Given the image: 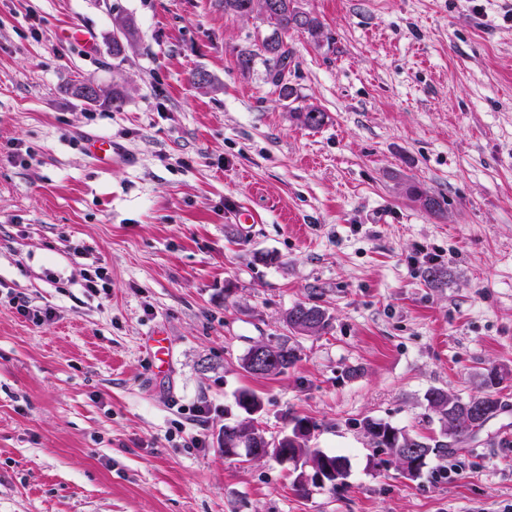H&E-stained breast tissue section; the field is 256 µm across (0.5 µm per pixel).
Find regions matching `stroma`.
<instances>
[{"label": "stroma", "mask_w": 512, "mask_h": 512, "mask_svg": "<svg viewBox=\"0 0 512 512\" xmlns=\"http://www.w3.org/2000/svg\"><path fill=\"white\" fill-rule=\"evenodd\" d=\"M299 4L323 34L289 32L286 100L264 56L238 68L269 29L224 0H0V512H512V0ZM75 21L91 50L60 41ZM80 79L120 102L77 99ZM85 133L122 155L91 161ZM298 303L328 327L283 373L244 372ZM493 368L506 408L480 433L420 477L378 467L364 418L438 432L427 390L466 399ZM241 388L267 439L315 422L346 486L304 496L291 463L225 457Z\"/></svg>", "instance_id": "1"}]
</instances>
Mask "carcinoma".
I'll return each mask as SVG.
<instances>
[{
	"label": "carcinoma",
	"mask_w": 512,
	"mask_h": 512,
	"mask_svg": "<svg viewBox=\"0 0 512 512\" xmlns=\"http://www.w3.org/2000/svg\"><path fill=\"white\" fill-rule=\"evenodd\" d=\"M271 0H224V11L241 15L258 14L272 29L270 36L265 38L261 45V51L267 55L269 82L279 88V94L288 99L293 95V89L288 85V60L291 51L285 35L288 31H302L313 36L321 35V22L312 14H306L305 18H298L294 10L288 8L284 0H277L279 7L268 10ZM118 34L112 40V54L120 56L124 49V41L131 35V27L123 19H115ZM295 117L303 125L316 127L325 119V113L308 108L295 113ZM278 363L269 375H277L298 360V350L289 342L288 337L274 345ZM499 384L497 372L491 371L485 378V386L489 392L469 397L463 401L454 398L438 388H431L425 393L427 406L434 411L440 423V436L423 438L411 436L404 430L393 426L381 419L365 418L362 428L369 437L374 450L384 449L389 458L380 460L384 465L395 464L402 472L409 466L416 465L415 476H420L429 464L430 459L445 460L448 458V433H453L454 441L458 442L472 435L478 424L466 415L461 407L465 402L481 410L487 418L497 416L502 409V400L496 397L490 389ZM235 403L239 409L248 415V419L236 424L224 426V447L241 448L245 455H253L255 448H279L291 456L295 464L300 467V474L311 477L317 472L329 467L336 472V478L329 482V486L337 488L345 485L348 477L349 465L346 457L328 453L318 448L309 446L311 432L316 429V424L305 417H294L289 423V430L276 441L266 439L263 432L254 426V416L259 414L263 407L261 397L254 391L244 388L237 392Z\"/></svg>",
	"instance_id": "1"
}]
</instances>
